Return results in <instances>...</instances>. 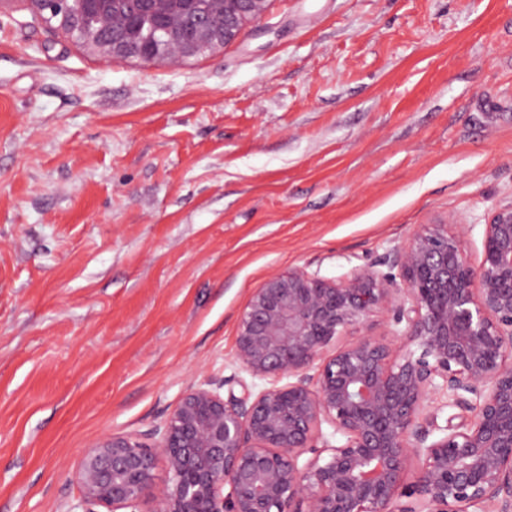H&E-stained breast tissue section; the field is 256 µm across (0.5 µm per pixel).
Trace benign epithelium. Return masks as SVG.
Here are the masks:
<instances>
[{"label": "benign epithelium", "mask_w": 512, "mask_h": 512, "mask_svg": "<svg viewBox=\"0 0 512 512\" xmlns=\"http://www.w3.org/2000/svg\"><path fill=\"white\" fill-rule=\"evenodd\" d=\"M24 2L107 61L170 67L224 47L269 4ZM454 223L419 225L386 272L270 275L240 315L235 353L238 370L268 386L242 381L241 395L225 397L201 382L149 437L94 440L70 473L84 512H512V204L484 225L475 263ZM374 317L386 334L339 343ZM435 395L460 422L432 440Z\"/></svg>", "instance_id": "obj_1"}]
</instances>
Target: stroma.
<instances>
[{"mask_svg": "<svg viewBox=\"0 0 512 512\" xmlns=\"http://www.w3.org/2000/svg\"><path fill=\"white\" fill-rule=\"evenodd\" d=\"M512 203V0H271L175 69L0 6V512H80L96 438L236 374L278 271Z\"/></svg>", "mask_w": 512, "mask_h": 512, "instance_id": "obj_1", "label": "stroma"}]
</instances>
